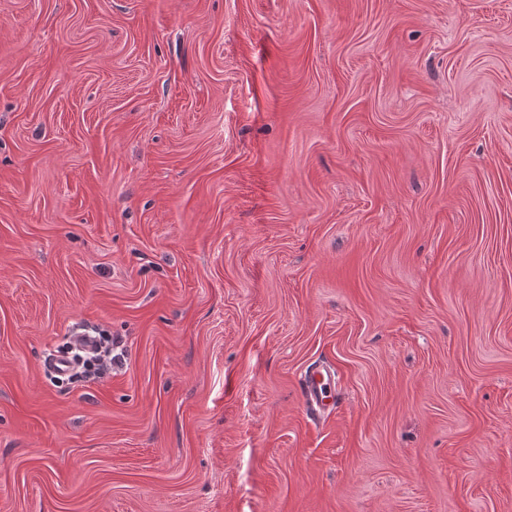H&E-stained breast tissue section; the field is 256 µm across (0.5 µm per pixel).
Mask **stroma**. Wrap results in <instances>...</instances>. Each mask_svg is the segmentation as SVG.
I'll list each match as a JSON object with an SVG mask.
<instances>
[{
    "label": "stroma",
    "mask_w": 512,
    "mask_h": 512,
    "mask_svg": "<svg viewBox=\"0 0 512 512\" xmlns=\"http://www.w3.org/2000/svg\"><path fill=\"white\" fill-rule=\"evenodd\" d=\"M0 512H512V0H0ZM94 332L99 335H107L109 336L107 330L100 328L99 326H93ZM110 337L111 345L110 347L102 354H99V350L96 346L95 341H93V345L91 347L93 353L95 354V359L97 360V369L92 374L85 377V381H90L95 378H101L107 374L112 373V364L118 362L117 355L112 356V336ZM334 377L330 367L315 366L308 370L300 383L303 404L312 415L330 414L334 406Z\"/></svg>",
    "instance_id": "35a3bbf8"
}]
</instances>
